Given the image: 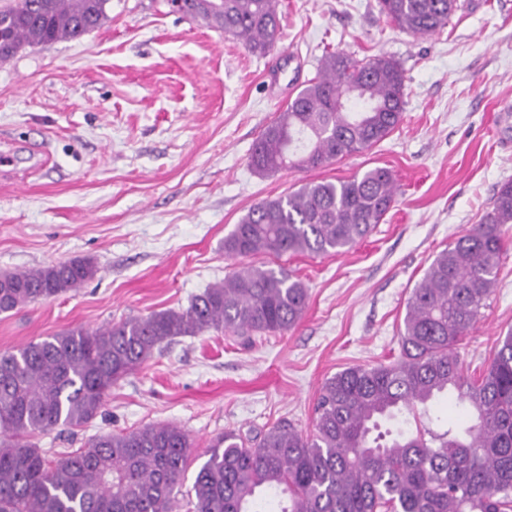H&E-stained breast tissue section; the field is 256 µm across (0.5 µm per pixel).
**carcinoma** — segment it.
<instances>
[{
    "mask_svg": "<svg viewBox=\"0 0 512 512\" xmlns=\"http://www.w3.org/2000/svg\"><path fill=\"white\" fill-rule=\"evenodd\" d=\"M110 0H0V60L26 45L79 39L108 18ZM380 12L416 37L448 26L458 0H379ZM185 16L233 37L254 55L274 49L275 0H184ZM406 77L393 59L326 54L315 77L257 139L260 175L322 167L371 149L403 118ZM384 167L336 182H308L253 205L224 238V254L277 259L340 253L371 234L393 206ZM512 224V181L489 210L435 255L406 301L399 356L328 378L313 430L281 420L254 436L217 437L183 489L193 443L173 424L95 435L50 460L36 434L87 424L112 385L163 343L214 329L237 336L284 334L308 304V288L285 267L243 264L185 310L88 331L76 326L0 354V512H512V329L490 364L469 373L460 342L498 287L501 226ZM96 275L88 260L0 274V314L65 294ZM442 398L464 420L442 432L413 431ZM395 421V431H379Z\"/></svg>",
    "mask_w": 512,
    "mask_h": 512,
    "instance_id": "carcinoma-1",
    "label": "carcinoma"
}]
</instances>
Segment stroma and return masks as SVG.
<instances>
[{"mask_svg": "<svg viewBox=\"0 0 512 512\" xmlns=\"http://www.w3.org/2000/svg\"><path fill=\"white\" fill-rule=\"evenodd\" d=\"M441 33L413 37L377 0H277L282 41L263 57L164 0H110L78 40L0 60V272L79 258L95 277L0 315V353L81 326L185 308L235 266L224 238L255 203L309 181L390 168L393 207L340 254L283 263L307 286L298 325L252 342L210 330L162 345L121 379L92 422L37 438L49 459L100 432L174 424L194 446V479L213 440L279 420L312 429L327 378L388 362L411 288L512 181V0H464ZM401 65L403 120L370 150L263 178L249 157L262 130L318 70L325 52ZM500 284L461 344L488 367L512 329V224Z\"/></svg>", "mask_w": 512, "mask_h": 512, "instance_id": "35a3bbf8", "label": "stroma"}]
</instances>
